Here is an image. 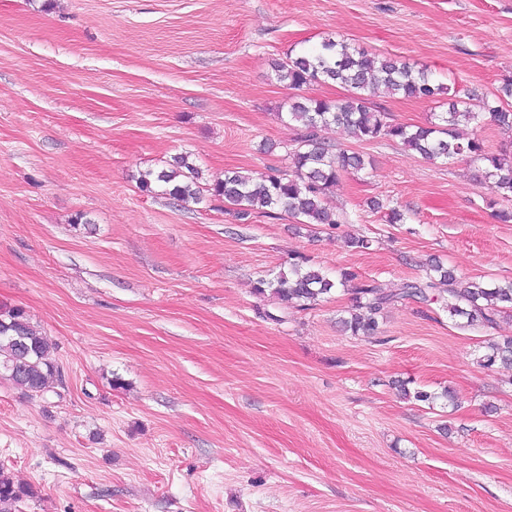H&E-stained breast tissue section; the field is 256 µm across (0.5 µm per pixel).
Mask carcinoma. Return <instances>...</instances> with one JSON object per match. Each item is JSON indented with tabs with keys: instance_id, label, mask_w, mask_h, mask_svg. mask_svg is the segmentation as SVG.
Returning <instances> with one entry per match:
<instances>
[{
	"instance_id": "1",
	"label": "carcinoma",
	"mask_w": 512,
	"mask_h": 512,
	"mask_svg": "<svg viewBox=\"0 0 512 512\" xmlns=\"http://www.w3.org/2000/svg\"><path fill=\"white\" fill-rule=\"evenodd\" d=\"M275 68L278 79L291 89L332 82L348 92L336 102L306 98L289 104L288 117L300 126L290 151L291 171L260 181L240 171H228L224 178L204 189L198 184L199 170L187 158L179 157L168 168L147 171L139 180V189L151 193L154 186H161L164 194L177 202H198L205 190L236 207L237 217L243 221L255 212L277 208L302 219L304 224H345L347 217L327 206V193L342 174L363 170L365 160L322 137V131L337 127L362 142L397 141L429 161H482L486 163L492 192L504 199L512 198V155L490 154L482 140L465 139L458 133L460 125L478 124L485 113L502 130L512 132V111L504 107L503 97L484 103L483 111L475 112L427 70L396 57H373L344 41H325L318 49L287 57ZM380 93L420 99L444 96L448 109L437 122L412 128L394 122L389 113L371 106V98ZM270 287L285 307L302 310L338 288L351 292L349 317L341 319V324L352 335L364 337L381 335L382 311L407 300L438 304L449 318L464 317L471 327L492 328L501 314L512 310V281L491 285L468 280L439 263L431 266L422 279H406L394 288H384L362 281L347 270L333 280L307 265V259L297 257L288 273L280 274L275 282L259 280L254 293L263 296ZM51 349L52 344L31 324L22 308L0 306L1 379L9 380L32 399L63 385V368L52 361ZM476 363L487 369L512 368V336L484 341ZM409 384L408 380L395 382L394 388L403 399L453 401L448 391L436 395ZM32 495L30 487L15 483L0 468V512H14L17 503Z\"/></svg>"
}]
</instances>
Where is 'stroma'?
<instances>
[{"instance_id": "1", "label": "stroma", "mask_w": 512, "mask_h": 512, "mask_svg": "<svg viewBox=\"0 0 512 512\" xmlns=\"http://www.w3.org/2000/svg\"><path fill=\"white\" fill-rule=\"evenodd\" d=\"M340 38L476 109L512 80V0H0V305L65 371L35 399L0 379V468L33 491L17 512H512V369L476 363L512 313L463 328L405 301L376 341L339 331L346 291L308 310L254 292L297 256L386 288L435 259L512 280L495 216L512 200L483 163L326 130L367 161L332 188L334 227L137 183L181 155L206 184L288 170L289 103L345 91L290 89L274 65ZM373 102L408 125L438 110ZM395 379L458 404L400 399Z\"/></svg>"}]
</instances>
